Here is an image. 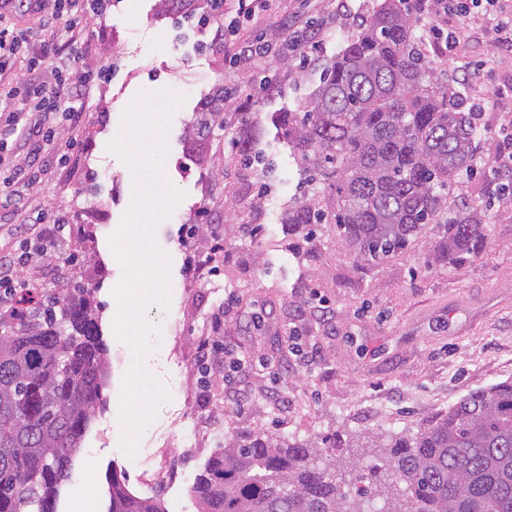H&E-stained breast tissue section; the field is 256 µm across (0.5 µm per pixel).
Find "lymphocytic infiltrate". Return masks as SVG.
Masks as SVG:
<instances>
[{
	"instance_id": "lymphocytic-infiltrate-1",
	"label": "lymphocytic infiltrate",
	"mask_w": 512,
	"mask_h": 512,
	"mask_svg": "<svg viewBox=\"0 0 512 512\" xmlns=\"http://www.w3.org/2000/svg\"><path fill=\"white\" fill-rule=\"evenodd\" d=\"M418 20L422 40H438L446 56H453L462 30L443 31L442 15L456 13L467 18L498 17L502 0H409ZM259 0H190L188 11L198 12V21L208 29L212 42L232 47L236 66L248 67L264 58L267 41L239 38L234 22L254 16ZM112 0H0V140L18 141L32 148L30 157L13 160L0 155V199L8 201L19 222L18 238H26L23 221L30 200L15 193L14 186L39 183L42 175L53 172L72 149L73 136L88 125L82 107L98 74L80 67L70 50L77 31L89 16L102 15ZM34 16L33 25L19 24L18 13ZM65 119L71 140L57 135L58 119Z\"/></svg>"
}]
</instances>
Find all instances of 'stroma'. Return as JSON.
I'll use <instances>...</instances> for the list:
<instances>
[{
	"label": "stroma",
	"instance_id": "stroma-1",
	"mask_svg": "<svg viewBox=\"0 0 512 512\" xmlns=\"http://www.w3.org/2000/svg\"><path fill=\"white\" fill-rule=\"evenodd\" d=\"M380 2L351 0L350 17L319 43L315 65L306 68L273 54L256 67L234 68L203 26L163 0H120L73 45L84 68L111 66L112 78L91 89L90 121L64 168L32 195L30 226L57 210L69 217L57 267L25 270L18 282L53 292L78 282L95 286L109 380L106 410L84 436L57 512H107L114 470L126 474L133 493L160 498L166 512H198L194 479L225 441L260 430L304 441L401 433L471 390L512 378V202H494L486 213V254L459 266L429 265L433 236L426 233L406 253L360 269L330 225L318 226L307 244L283 222L301 191L280 114L308 99L324 63ZM333 8V0H265L239 33L274 43L282 24L315 30ZM422 50L450 74L484 71L482 87L462 84L458 92L466 102L483 91L494 98L480 120L485 134L477 157L488 160L512 134V54L499 49L492 27L477 22L452 60L439 44L423 43ZM227 75L237 86L228 109L248 114L262 164L232 162L233 129L202 139L194 132L196 113ZM172 97L180 104L170 115L162 174L184 196L155 229L169 269L170 304H150L142 313L153 346L143 364L167 398L131 457L121 447L119 412L134 353L114 332L113 292L123 269L109 239L132 202L135 173L108 144L130 107ZM228 219L235 225L224 232V256L210 267V233L186 241L184 228ZM260 311L265 322L256 329L251 317ZM289 331L296 335L292 347L285 342ZM205 337L234 347L246 362L253 400L245 411L225 401L220 377H204L197 350ZM273 391L287 396V408L271 402ZM163 469L176 472V481L156 482Z\"/></svg>",
	"mask_w": 512,
	"mask_h": 512
}]
</instances>
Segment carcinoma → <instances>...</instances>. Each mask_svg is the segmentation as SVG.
Instances as JSON below:
<instances>
[{"mask_svg": "<svg viewBox=\"0 0 512 512\" xmlns=\"http://www.w3.org/2000/svg\"><path fill=\"white\" fill-rule=\"evenodd\" d=\"M406 0H382L325 67L283 125L304 175L286 224L313 238L333 225L362 265L404 253L432 226V260L485 253L482 203L505 196L490 178L475 197L448 198L475 172L483 128L460 111L444 70L429 64ZM256 131L238 136L248 163ZM95 289L32 296L0 307V512H56L92 420L104 411L108 358ZM366 484H349L338 454L259 432L215 451L195 477L199 512H512V378L473 390L387 444ZM108 512H165L110 477Z\"/></svg>", "mask_w": 512, "mask_h": 512, "instance_id": "1", "label": "carcinoma"}]
</instances>
